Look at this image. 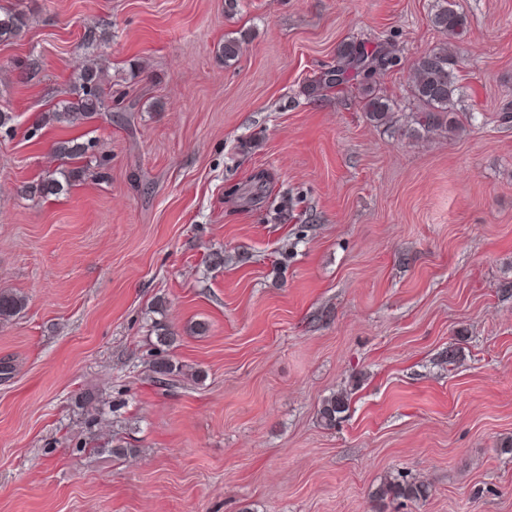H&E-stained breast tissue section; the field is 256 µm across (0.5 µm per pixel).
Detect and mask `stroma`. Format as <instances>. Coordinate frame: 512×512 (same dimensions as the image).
I'll list each match as a JSON object with an SVG mask.
<instances>
[{
    "label": "stroma",
    "mask_w": 512,
    "mask_h": 512,
    "mask_svg": "<svg viewBox=\"0 0 512 512\" xmlns=\"http://www.w3.org/2000/svg\"><path fill=\"white\" fill-rule=\"evenodd\" d=\"M452 2L455 36L439 0H10L0 290L25 306L0 321V512H512V0ZM346 43L386 60L308 94ZM440 46L463 126L416 139L411 66ZM92 55L134 111L43 124ZM63 139L107 178L26 195L70 169ZM158 319L176 388L149 370ZM400 473L428 498H378ZM432 21L437 29L448 33L449 36L457 35L466 24L465 16L453 9L448 0H442V4L434 13ZM28 22L29 16L25 11L0 5V40L18 35ZM374 92L370 87L365 88L363 110L371 122L386 123L391 113L390 104L386 98ZM347 401L348 397L342 393L333 394L324 399L319 409V416L325 427L335 426L336 420L340 418V414L348 409Z\"/></svg>",
    "instance_id": "obj_1"
}]
</instances>
